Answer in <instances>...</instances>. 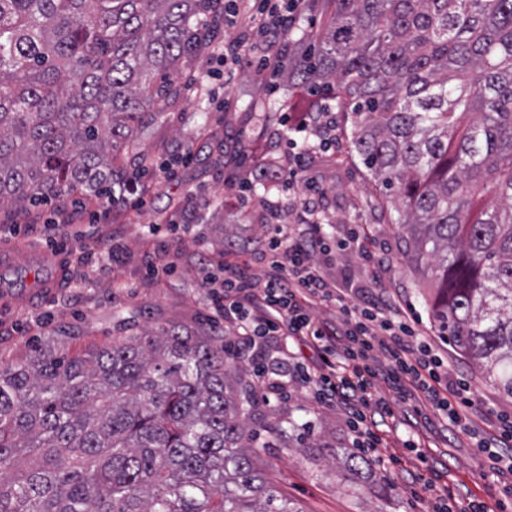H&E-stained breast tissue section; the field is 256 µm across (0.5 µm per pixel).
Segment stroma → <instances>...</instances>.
<instances>
[{"label":"stroma","mask_w":512,"mask_h":512,"mask_svg":"<svg viewBox=\"0 0 512 512\" xmlns=\"http://www.w3.org/2000/svg\"><path fill=\"white\" fill-rule=\"evenodd\" d=\"M254 13L251 0H238L214 46L182 74L183 96L138 141L157 162L172 164L173 178H140L138 192H126L108 220L97 219L99 202L73 195L34 208L33 232L0 238V248H13L37 240L45 225L71 218L83 235L66 250L67 284L57 295L21 303L14 293L0 292V360H21L48 337L64 339L75 355L164 326L212 329L219 318L205 285L211 263L244 260L252 273L264 275L261 243L270 232L271 202L299 208L313 184L324 192L321 223L341 235L362 225L387 252L382 286L413 319L449 375L468 380L478 404L474 432L458 433L423 399L394 406L392 415L377 418L375 430L395 446L407 432L417 433L420 454L405 453L401 464L387 469L371 464L354 481L330 454L334 448L353 449L343 414L320 404L311 390L294 386L286 399L260 404L255 412L257 424L271 418L278 428L273 447L257 451L259 469L303 512H426L431 499L422 484L426 477L451 491L458 510L479 500L491 507L504 502L505 512H512V495L504 493L512 476L493 475L487 454L477 448L496 433L490 418L512 414V398L500 395L438 339L425 302L431 287L405 258L395 225L371 207L375 187L350 149V129L337 124L336 140L328 144L310 136L306 170L290 186L266 195L240 191L241 178L253 176L265 159L283 162L293 155L289 133L277 119L297 94L287 73L272 77L261 71L263 39H256L250 56L235 63L224 59L225 43L253 29ZM172 224L177 232H169ZM167 262L175 265L172 275L149 274V264Z\"/></svg>","instance_id":"35a3bbf8"}]
</instances>
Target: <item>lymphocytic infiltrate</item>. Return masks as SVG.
I'll return each mask as SVG.
<instances>
[{
	"label": "lymphocytic infiltrate",
	"mask_w": 512,
	"mask_h": 512,
	"mask_svg": "<svg viewBox=\"0 0 512 512\" xmlns=\"http://www.w3.org/2000/svg\"><path fill=\"white\" fill-rule=\"evenodd\" d=\"M312 9V0H262L256 20L268 39L263 68L280 71L294 47L290 36L296 20ZM322 195L314 188L303 200L302 214L310 219L305 229L292 233L279 225L267 237L270 271L264 281H256L245 264L236 263L222 265L220 276L208 282L216 313L261 358L255 373L258 391L279 397L292 382L315 388L325 404L344 409L356 431L354 445L368 453L375 452L378 437L363 426L367 411L391 410L377 394L381 382L402 403L425 394L452 425L469 432L474 402L467 395L468 384L449 380L441 358L418 339L404 312L378 288L383 266L379 250L364 246L359 229L338 239L315 221ZM353 244L360 245L367 272L359 305L346 303L343 288L329 279L320 262ZM318 301L338 305L341 323L312 315L310 308ZM297 344L313 349L316 361L293 357Z\"/></svg>",
	"instance_id": "f902f5d3"
}]
</instances>
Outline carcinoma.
Listing matches in <instances>:
<instances>
[{
  "label": "carcinoma",
  "instance_id": "carcinoma-1",
  "mask_svg": "<svg viewBox=\"0 0 512 512\" xmlns=\"http://www.w3.org/2000/svg\"><path fill=\"white\" fill-rule=\"evenodd\" d=\"M224 0H0V204L122 196ZM288 83L336 100L350 148L440 288L439 338L512 398V0H333ZM172 325L0 363V512H302L255 464L257 390ZM345 470L368 466L342 453Z\"/></svg>",
  "mask_w": 512,
  "mask_h": 512
}]
</instances>
